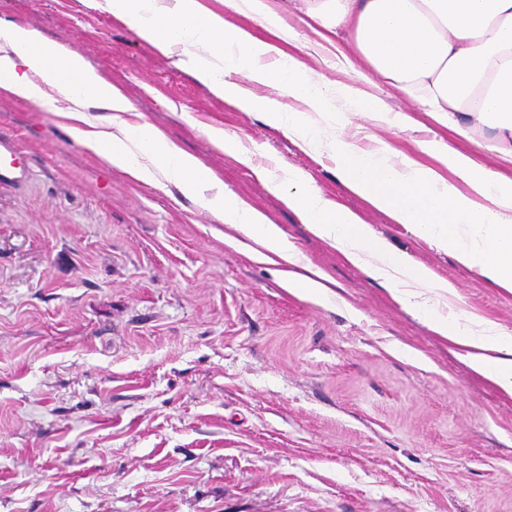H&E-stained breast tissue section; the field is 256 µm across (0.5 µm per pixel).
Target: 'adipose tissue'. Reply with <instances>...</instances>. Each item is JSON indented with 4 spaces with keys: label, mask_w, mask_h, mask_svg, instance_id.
<instances>
[{
    "label": "adipose tissue",
    "mask_w": 512,
    "mask_h": 512,
    "mask_svg": "<svg viewBox=\"0 0 512 512\" xmlns=\"http://www.w3.org/2000/svg\"><path fill=\"white\" fill-rule=\"evenodd\" d=\"M299 2L311 29L327 45L347 33L369 69L410 95L436 123L462 137L482 127L497 130L496 151L512 166V0ZM224 5L258 20L267 37L228 24L203 0H96L97 8L127 19L141 40L176 55L178 65L215 96L233 100L243 111L263 113L271 125L308 136L309 115L325 108L328 93L283 50L288 31L281 17L267 0H224ZM208 45L221 46L222 55H202L201 47ZM240 72L248 85L235 81ZM255 84L274 87L276 96H256ZM47 85L69 111L81 112L93 102L106 111V130L91 135L78 129L74 135L113 166L147 182L163 176L247 239L293 265L289 292L302 299L329 296L319 271L301 273L305 261L280 225L235 195L213 190L199 160L171 146L154 127L131 126L125 118L131 104L84 57L36 28L0 22V88L40 101ZM294 100L300 109L291 108ZM461 114L467 124L458 122ZM418 148L437 157L440 168L385 142L365 150L337 139L330 152L339 179L350 190L512 291V177L434 139L420 141ZM255 168L268 191L287 198L312 234L392 286L410 311L429 318L435 304L455 298L452 283L393 251L355 214L324 198L302 173ZM436 330L441 338L468 347L472 369L512 396L511 332L469 311L438 318Z\"/></svg>",
    "instance_id": "obj_1"
}]
</instances>
